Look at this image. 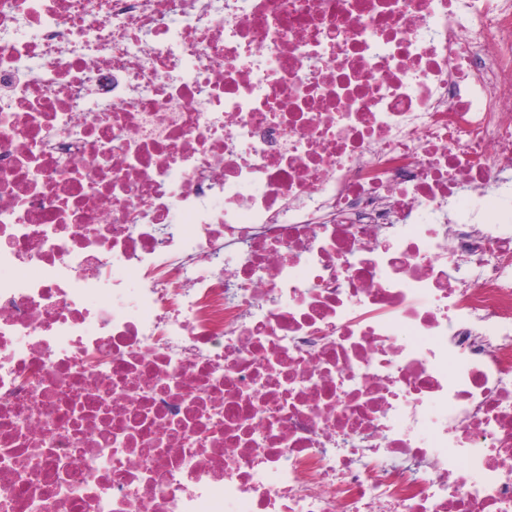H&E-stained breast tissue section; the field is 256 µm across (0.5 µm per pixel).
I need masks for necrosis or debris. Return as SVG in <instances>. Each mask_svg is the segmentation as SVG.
<instances>
[{
  "label": "necrosis or debris",
  "mask_w": 512,
  "mask_h": 512,
  "mask_svg": "<svg viewBox=\"0 0 512 512\" xmlns=\"http://www.w3.org/2000/svg\"><path fill=\"white\" fill-rule=\"evenodd\" d=\"M495 202L512 0H0V512H512Z\"/></svg>",
  "instance_id": "necrosis-or-debris-1"
}]
</instances>
